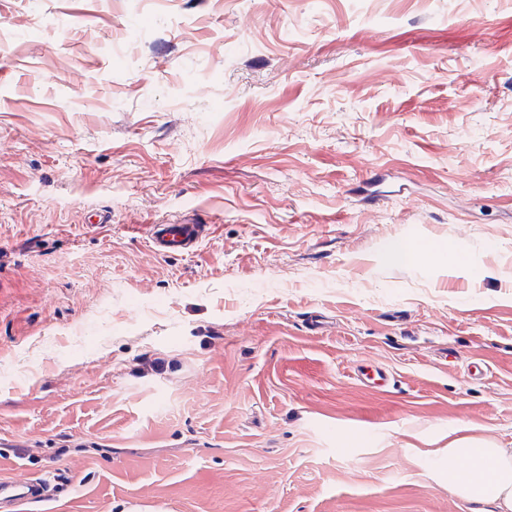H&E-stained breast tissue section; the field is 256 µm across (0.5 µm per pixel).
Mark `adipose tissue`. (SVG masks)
<instances>
[{"instance_id":"1","label":"adipose tissue","mask_w":512,"mask_h":512,"mask_svg":"<svg viewBox=\"0 0 512 512\" xmlns=\"http://www.w3.org/2000/svg\"><path fill=\"white\" fill-rule=\"evenodd\" d=\"M448 454L465 464L464 469L448 472L450 495L491 505L492 512H512V448L468 434L461 424L448 433Z\"/></svg>"}]
</instances>
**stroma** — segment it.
<instances>
[{"label":"stroma","instance_id":"stroma-1","mask_svg":"<svg viewBox=\"0 0 512 512\" xmlns=\"http://www.w3.org/2000/svg\"><path fill=\"white\" fill-rule=\"evenodd\" d=\"M460 423L512 448V0H0L21 512H472ZM205 225L195 221L157 224L150 236L151 248L162 255L189 253L202 238Z\"/></svg>","mask_w":512,"mask_h":512}]
</instances>
